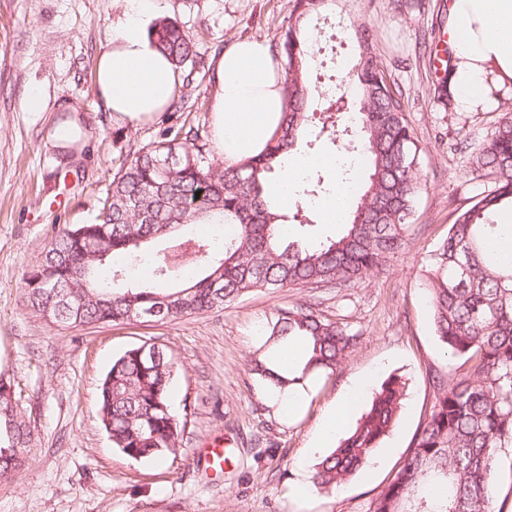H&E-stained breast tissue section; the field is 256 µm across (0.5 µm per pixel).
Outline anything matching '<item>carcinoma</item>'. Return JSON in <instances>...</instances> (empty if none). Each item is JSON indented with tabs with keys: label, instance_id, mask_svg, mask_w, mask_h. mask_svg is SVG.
<instances>
[{
	"label": "carcinoma",
	"instance_id": "1",
	"mask_svg": "<svg viewBox=\"0 0 512 512\" xmlns=\"http://www.w3.org/2000/svg\"><path fill=\"white\" fill-rule=\"evenodd\" d=\"M325 0H295L294 21L276 50L285 73L281 123L259 156L234 166L209 159L198 134L164 137L123 161L103 200L102 220L71 224L51 240L44 257L25 275L28 307L44 314L50 297L36 283L67 282L90 293L112 296V305L89 302L82 324L131 320V309L154 305L155 297L184 293L160 321H173L224 307L254 290L336 288L358 282L405 244L418 192L421 148L403 113L401 95L372 52L367 29L355 31L363 46L357 62L361 107L355 128L368 178L355 192L342 232L319 244L292 241L288 216L276 211L267 185L315 118L308 111V58L312 46L300 21ZM152 45L192 84L186 68L204 66L193 35L165 18L149 30ZM488 96L500 101L512 86L488 73ZM479 169L499 180L458 212L448 236L428 263L433 331L459 365L449 372L430 368L434 402L420 422L403 466L382 489L373 512H492L495 449L512 447V224L495 217L512 212V117L499 123L475 152ZM193 224H227L232 236L216 246L187 231ZM96 243L102 259H88ZM203 250L191 258L199 271L181 277L174 260L185 246ZM252 371L272 394L293 395L320 375H332L358 344V336L318 315L311 306L281 307L262 329ZM301 343L304 357L282 353ZM140 346L112 361L100 383L98 414L118 449L134 460H160L181 448L182 428L171 406L175 363L168 353L150 363ZM406 381L387 378L349 427L338 446L315 463L314 483L330 492L368 463L376 448L402 422ZM9 404L0 398V477L24 464L30 442L24 421L7 431ZM9 452H4V449Z\"/></svg>",
	"mask_w": 512,
	"mask_h": 512
}]
</instances>
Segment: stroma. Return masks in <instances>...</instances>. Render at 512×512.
I'll use <instances>...</instances> for the list:
<instances>
[{
	"mask_svg": "<svg viewBox=\"0 0 512 512\" xmlns=\"http://www.w3.org/2000/svg\"><path fill=\"white\" fill-rule=\"evenodd\" d=\"M450 3L326 0L301 30L314 49L311 111L336 100L345 111L358 110L348 87L360 53L353 32L364 25L423 148L409 243L382 269L355 285L263 290L174 321L70 328L28 308L25 272L59 229L97 221L120 162L164 127H192L214 151L212 73H196L188 89L192 110L128 126L110 118L94 83L97 55L115 34L126 0H0V373L13 385L30 431L22 469L0 477V512H370L431 410L429 369L456 365L433 333L426 259L457 211L497 180L454 145L487 139L507 103L459 112L435 97L440 74L429 54L446 47ZM293 7L294 0H160L158 15L193 34L198 52L210 59L240 38L275 43ZM34 86L46 111L22 107ZM67 102L79 107L89 135L87 148L68 164L46 140L58 104ZM302 304L359 342L334 375L299 393L292 410L269 394L250 360L276 309ZM147 340L176 362L171 404L184 426L181 451L160 462L127 458L98 418L99 385L113 359ZM392 374L407 382L401 425L350 481L297 500L299 482L313 479L319 455L311 446L331 407L356 385L369 399ZM213 440L228 459L217 474L201 456Z\"/></svg>",
	"mask_w": 512,
	"mask_h": 512,
	"instance_id": "stroma-1",
	"label": "stroma"
}]
</instances>
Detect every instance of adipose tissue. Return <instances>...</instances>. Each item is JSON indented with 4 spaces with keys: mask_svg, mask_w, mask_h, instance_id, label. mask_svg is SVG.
Listing matches in <instances>:
<instances>
[{
    "mask_svg": "<svg viewBox=\"0 0 512 512\" xmlns=\"http://www.w3.org/2000/svg\"><path fill=\"white\" fill-rule=\"evenodd\" d=\"M158 8L159 0H127L123 20L95 62L104 109L134 127L164 112L179 86L173 66L147 35ZM449 19L455 67L448 89L455 105L468 110L488 94L485 62L512 77V0H452ZM284 108V74L265 42L237 41L218 56L211 123L225 164L258 155L277 130ZM322 163L308 155L286 161L271 187L281 207L296 202V181Z\"/></svg>",
    "mask_w": 512,
    "mask_h": 512,
    "instance_id": "obj_1",
    "label": "adipose tissue"
}]
</instances>
